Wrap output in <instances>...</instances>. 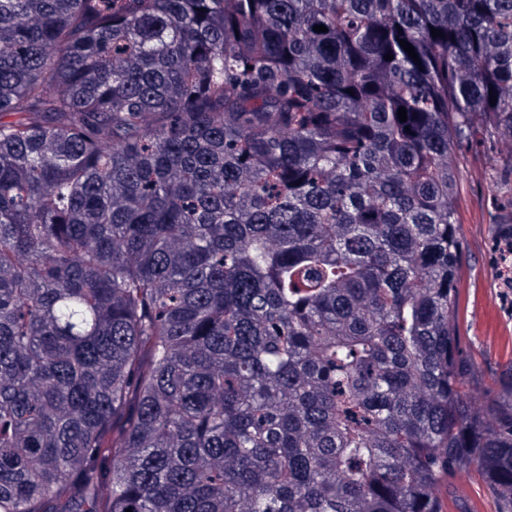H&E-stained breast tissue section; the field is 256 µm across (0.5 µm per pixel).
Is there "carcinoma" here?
Segmentation results:
<instances>
[{"instance_id":"obj_1","label":"carcinoma","mask_w":512,"mask_h":512,"mask_svg":"<svg viewBox=\"0 0 512 512\" xmlns=\"http://www.w3.org/2000/svg\"><path fill=\"white\" fill-rule=\"evenodd\" d=\"M511 143L512 0H0V512H512L454 322ZM439 507L448 497V507L453 512H470L474 503H479L483 512H496L498 504L487 484L474 466L459 470L449 485H440L436 491Z\"/></svg>"}]
</instances>
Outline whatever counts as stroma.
<instances>
[{"label": "stroma", "instance_id": "obj_1", "mask_svg": "<svg viewBox=\"0 0 512 512\" xmlns=\"http://www.w3.org/2000/svg\"><path fill=\"white\" fill-rule=\"evenodd\" d=\"M492 159V153L480 146L465 153L457 211L465 259L456 281L454 319L475 360L486 374L498 375L512 370V360L501 354L494 343L495 335L512 336V299L504 297L496 285L497 228L489 223L487 216L499 194L496 184L488 177ZM436 495L447 499L452 512H471L476 503L483 512L498 509L487 484L472 466L459 470L449 485L438 487Z\"/></svg>", "mask_w": 512, "mask_h": 512}]
</instances>
